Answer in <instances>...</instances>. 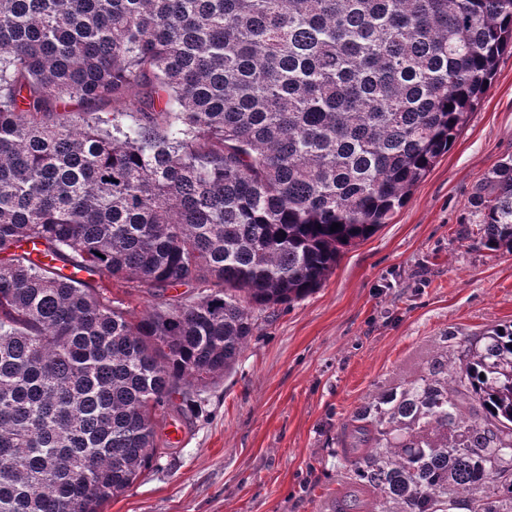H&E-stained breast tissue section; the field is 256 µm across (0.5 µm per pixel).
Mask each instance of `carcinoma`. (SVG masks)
<instances>
[{
	"instance_id": "obj_1",
	"label": "carcinoma",
	"mask_w": 512,
	"mask_h": 512,
	"mask_svg": "<svg viewBox=\"0 0 512 512\" xmlns=\"http://www.w3.org/2000/svg\"><path fill=\"white\" fill-rule=\"evenodd\" d=\"M508 48L512 0H0V512L134 484L158 420L388 223ZM473 205L512 249V158ZM342 452L352 508L512 512V324L359 407Z\"/></svg>"
}]
</instances>
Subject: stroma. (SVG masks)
Segmentation results:
<instances>
[{"mask_svg": "<svg viewBox=\"0 0 512 512\" xmlns=\"http://www.w3.org/2000/svg\"><path fill=\"white\" fill-rule=\"evenodd\" d=\"M512 157V52L453 146L320 288L259 315L235 370L104 512H331L357 408L512 322V251L489 250L471 199Z\"/></svg>", "mask_w": 512, "mask_h": 512, "instance_id": "stroma-1", "label": "stroma"}]
</instances>
